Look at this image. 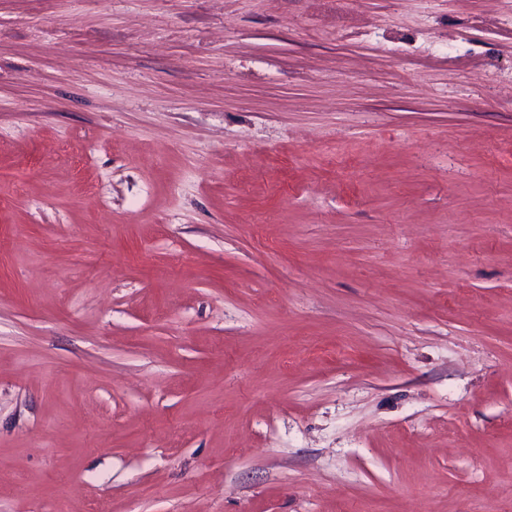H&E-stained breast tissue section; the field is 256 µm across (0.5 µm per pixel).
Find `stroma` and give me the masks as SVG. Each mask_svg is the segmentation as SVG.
Wrapping results in <instances>:
<instances>
[{
	"label": "stroma",
	"instance_id": "1",
	"mask_svg": "<svg viewBox=\"0 0 512 512\" xmlns=\"http://www.w3.org/2000/svg\"><path fill=\"white\" fill-rule=\"evenodd\" d=\"M512 512V0H0V512Z\"/></svg>",
	"mask_w": 512,
	"mask_h": 512
}]
</instances>
